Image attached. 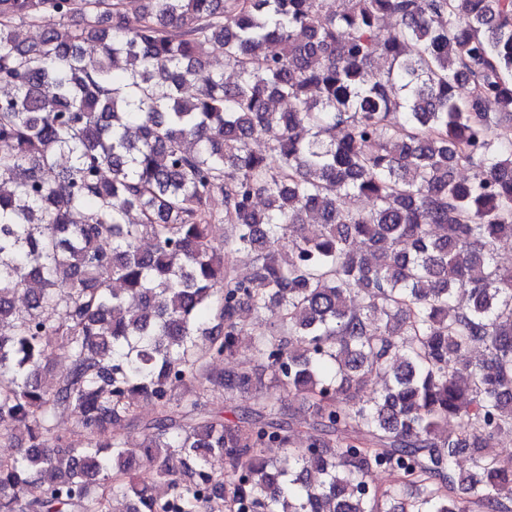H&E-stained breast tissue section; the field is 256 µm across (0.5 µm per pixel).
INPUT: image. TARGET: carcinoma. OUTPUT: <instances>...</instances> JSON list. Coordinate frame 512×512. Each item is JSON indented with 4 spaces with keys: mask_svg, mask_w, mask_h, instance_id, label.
I'll return each mask as SVG.
<instances>
[{
    "mask_svg": "<svg viewBox=\"0 0 512 512\" xmlns=\"http://www.w3.org/2000/svg\"><path fill=\"white\" fill-rule=\"evenodd\" d=\"M504 123L512 0H0V512H512ZM229 397L231 399H229ZM212 399V406L218 411L223 412L224 420L234 421L237 416L241 414V412L249 406V402L245 401L239 396H231L226 395L222 396L220 394L214 395Z\"/></svg>",
    "mask_w": 512,
    "mask_h": 512,
    "instance_id": "1",
    "label": "carcinoma"
}]
</instances>
